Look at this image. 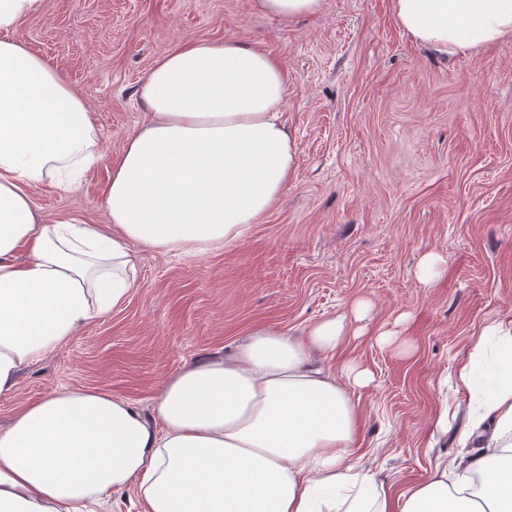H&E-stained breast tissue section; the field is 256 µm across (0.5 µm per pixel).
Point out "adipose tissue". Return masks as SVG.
Masks as SVG:
<instances>
[{
  "instance_id": "adipose-tissue-1",
  "label": "adipose tissue",
  "mask_w": 512,
  "mask_h": 512,
  "mask_svg": "<svg viewBox=\"0 0 512 512\" xmlns=\"http://www.w3.org/2000/svg\"><path fill=\"white\" fill-rule=\"evenodd\" d=\"M46 0H0V396L21 370L136 284L137 247L202 252L277 201L297 143L287 77L239 40H191L138 88L148 121L105 195L109 227L46 217L38 188L71 189L99 160L88 100L19 37ZM398 25L439 54L512 39V0H393ZM350 314L295 338L254 332L166 380L152 414L98 389H61L0 427V512H96L131 490L136 512H512V315L486 324L456 371L470 397L454 469L396 491L353 460L368 374L314 366L348 343Z\"/></svg>"
}]
</instances>
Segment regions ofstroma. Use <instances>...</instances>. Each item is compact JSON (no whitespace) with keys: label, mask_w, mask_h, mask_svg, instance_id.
<instances>
[{"label":"stroma","mask_w":512,"mask_h":512,"mask_svg":"<svg viewBox=\"0 0 512 512\" xmlns=\"http://www.w3.org/2000/svg\"><path fill=\"white\" fill-rule=\"evenodd\" d=\"M20 37L86 97L100 159L71 192H35L42 215L108 222L105 187L145 121L136 88L189 39L241 40L288 74L293 175L238 240L205 252L139 251L137 286L25 368L0 396V425L60 388H96L151 414L163 383L198 357L262 329L303 335L369 303L347 353L371 373L356 389L352 446L403 490L460 454L469 399L462 355L512 313V41L448 57L396 22L392 0H325L315 18L257 14L251 0H47ZM444 262L431 285L416 270ZM381 331L397 343H380ZM451 428L435 430L439 412Z\"/></svg>","instance_id":"1"}]
</instances>
